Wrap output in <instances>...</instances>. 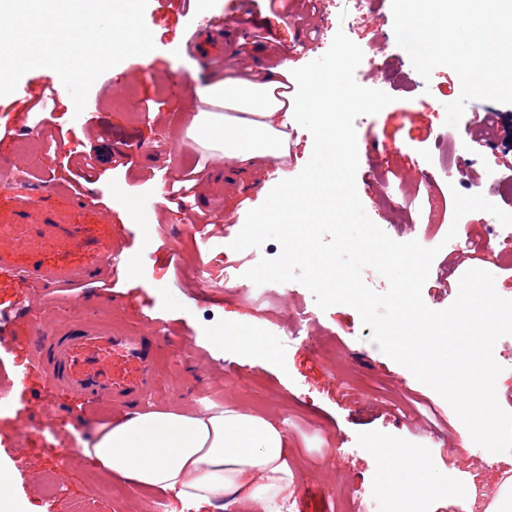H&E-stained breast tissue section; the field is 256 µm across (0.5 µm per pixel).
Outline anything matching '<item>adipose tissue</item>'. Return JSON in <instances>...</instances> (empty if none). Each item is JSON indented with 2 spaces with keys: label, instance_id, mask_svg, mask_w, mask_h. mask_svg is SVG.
Listing matches in <instances>:
<instances>
[{
  "label": "adipose tissue",
  "instance_id": "obj_1",
  "mask_svg": "<svg viewBox=\"0 0 512 512\" xmlns=\"http://www.w3.org/2000/svg\"><path fill=\"white\" fill-rule=\"evenodd\" d=\"M214 105L194 125L224 148L230 161L249 167L260 158L288 154L287 115L306 113L324 138L336 137V103L360 104L358 95L337 98L335 83L297 77L288 62L256 75L229 67L196 90ZM80 455L111 475L149 489L175 493L184 503L228 512L236 504L267 507L294 484L285 435L269 420L233 407L205 413L148 411L102 427ZM373 466L383 477L380 494L390 512H413L419 501L453 498L425 452L376 449Z\"/></svg>",
  "mask_w": 512,
  "mask_h": 512
}]
</instances>
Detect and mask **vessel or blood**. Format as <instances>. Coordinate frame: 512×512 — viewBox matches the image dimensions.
Segmentation results:
<instances>
[{"label":"vessel or blood","mask_w":512,"mask_h":512,"mask_svg":"<svg viewBox=\"0 0 512 512\" xmlns=\"http://www.w3.org/2000/svg\"><path fill=\"white\" fill-rule=\"evenodd\" d=\"M202 26L225 28L238 40L248 36L253 23L229 16L204 20ZM14 216L15 225H0V274L18 276L29 287L48 291L112 271L110 257L115 244L111 230L84 239L79 228L71 224H54L50 230L62 243L78 241L90 257L88 264H47L37 259L18 264L5 236L14 229L29 231L30 213L25 197H16ZM160 335V330L154 328L138 333L118 331L100 319L77 315L38 334L30 346V356L51 386L78 393L88 407H118L132 412L139 410L154 391Z\"/></svg>","instance_id":"b4317fda"}]
</instances>
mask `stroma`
<instances>
[{"mask_svg":"<svg viewBox=\"0 0 512 512\" xmlns=\"http://www.w3.org/2000/svg\"><path fill=\"white\" fill-rule=\"evenodd\" d=\"M359 4L353 24L340 21L333 5L319 12L308 0H285L275 9L268 0H247L242 7L257 24L225 56L255 69L285 57L297 69L325 54L336 32L344 31L375 60L374 67L356 70V81L393 98L378 114L355 121L356 186L366 214L394 240L439 247L422 292L431 309L450 306L461 276L472 268L490 272L497 293L512 299V246L488 245L493 215L476 211L455 218L453 200L457 191L480 193L512 210V196L501 195L498 186L499 179L512 180V104L467 105L470 114L493 112L501 139L488 149L481 127H474L461 173L446 181L439 149L449 133L443 106L459 97L460 80L443 66L423 80L397 44L389 0ZM238 7L237 0H148L151 64L130 57L103 73L83 112L63 93L59 76L44 68L22 77L32 90L29 97L0 98V174L6 176L0 181V224L11 220L10 178L21 165L32 174L37 212H61L70 223L92 229L111 225L120 247L113 263L125 254L142 258L133 277L113 274L52 293L35 294L23 281L0 279V332L12 339L0 349V480L7 482L17 512H68L72 500L91 498L103 502L106 512H211L107 476L78 455L82 442L115 415L100 409L76 418L81 399L68 389L48 388L38 371L28 370L26 344L50 318L62 323L87 312L116 329H162L158 381L147 409L233 406L273 421L291 450L293 512H344L336 495L340 482L354 496L375 494L381 477L370 456L379 444L430 452L458 492L452 501L431 504L429 512H468V488L479 483L495 490L512 473V452H489L482 463L465 464L454 447L460 420L452 407L382 353L353 308L321 310L296 282L267 284L260 297L244 276L254 259L250 251L233 250L232 241L282 175L301 172L313 140L291 124L287 157L241 173L196 137L192 122L204 105L195 89L224 73L206 51L225 41L199 29L198 22ZM52 94L57 100L49 110L46 98ZM115 140L127 143L125 156L86 166L85 156ZM51 143L56 152L45 154ZM419 170L431 175L429 185L417 183ZM48 182L56 192H46ZM116 186L138 200L136 222H124L112 208ZM74 192L92 198L94 208L77 206L70 198ZM215 198L223 201L222 220L185 232ZM452 227L475 241V248L446 241ZM205 280L217 286L207 297L199 294ZM233 317L262 341L265 356L215 346V336ZM49 477L57 488L51 497L44 490Z\"/></svg>","mask_w":512,"mask_h":512,"instance_id":"stroma-1","label":"stroma"}]
</instances>
